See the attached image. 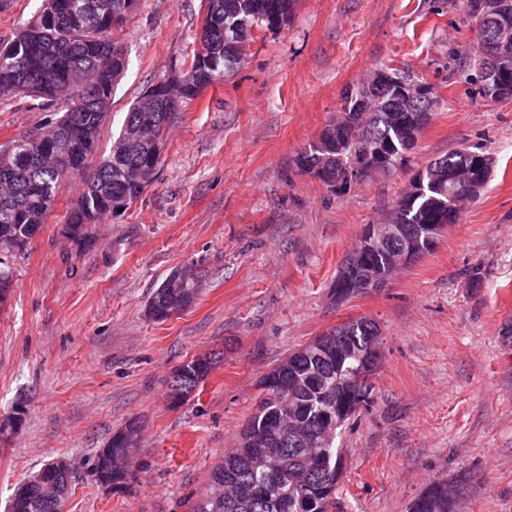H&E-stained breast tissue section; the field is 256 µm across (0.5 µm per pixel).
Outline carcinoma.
I'll return each instance as SVG.
<instances>
[{"mask_svg":"<svg viewBox=\"0 0 512 512\" xmlns=\"http://www.w3.org/2000/svg\"><path fill=\"white\" fill-rule=\"evenodd\" d=\"M47 6L35 18L37 29L24 25L7 44H0V103L30 99L37 107L57 113L36 147L26 134L0 149V251L26 245L28 227L43 224L67 184L53 165V155L63 152L71 166L89 169L84 188L72 207L65 230L75 231L84 242L93 239L92 227L108 215L118 213L116 203L130 205L151 184L140 176L160 163L155 144L165 145L167 132L161 119L173 122L183 104L197 98L206 88L236 69L241 63V44L252 29L261 25L275 29L293 13L297 0H205L206 16L200 33L201 47L192 56L181 77L176 99L153 96L145 91L129 107L117 138L107 153H99L103 123L112 106V93L126 67L125 47L112 32L127 23L130 13L116 14L122 0H44ZM473 67L481 82L493 87L494 99H512V43L501 52L488 53L477 46ZM436 95L434 87L400 74L380 69L370 78L347 89L342 116L328 121L315 143L301 152L296 164L300 172L317 178L326 187L342 193L354 182L349 175L352 160L375 146L384 148L376 160L378 171L400 167L405 154L415 146L429 124ZM485 165L480 167L477 161ZM492 158L468 148L453 149L417 172L410 188L400 195L390 223L413 234L435 235L438 229L459 220L458 204L463 197L453 190L452 180L469 176L490 178ZM407 240L396 237L383 253L360 257L361 266L378 281L390 278ZM202 275L194 266L177 268L153 292L146 308L155 321L168 319L166 311L184 310L197 299ZM344 337V355H317V349L294 351L276 364L262 379L263 396L257 412L241 434L239 447L224 456L212 472L213 486L226 481L240 484L233 501L209 496L193 512H299L297 486L321 489L316 504L307 512H330L336 494L322 491L336 476L338 452L333 444L310 448L285 436L286 443L271 447L266 435L274 426L293 422L318 432L323 413L336 401L370 403L371 382L377 365L372 348L380 343L379 325L360 317L349 320L325 335ZM213 359L196 357L178 367L171 376L170 397L175 403L187 400L212 370ZM291 383L286 398L269 394L270 385ZM336 427L335 423L328 424ZM138 428L131 423L115 433L107 444L118 459L132 445ZM45 469L27 481L31 494L13 501L11 512H60L71 489L70 479L56 478L57 494L43 499L29 511L25 504L37 497ZM448 497V481L434 480L411 503L409 512H456V508L433 509L431 500Z\"/></svg>","mask_w":512,"mask_h":512,"instance_id":"1","label":"carcinoma"}]
</instances>
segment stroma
<instances>
[{"instance_id": "stroma-1", "label": "stroma", "mask_w": 512, "mask_h": 512, "mask_svg": "<svg viewBox=\"0 0 512 512\" xmlns=\"http://www.w3.org/2000/svg\"><path fill=\"white\" fill-rule=\"evenodd\" d=\"M204 16V0H137L101 149L147 87L184 70ZM476 28L464 0H298L281 28H253L241 65L177 114L152 184L83 246L64 236L83 189L82 176L69 180L26 249L0 255L13 273L0 416L26 405L21 427L0 434V512L57 457L72 465L63 512H192L237 448L262 377L358 317L379 325L382 358L372 404L336 435L340 512H408L430 481L461 476L457 512H512V99L482 95ZM389 67L437 95L404 167L342 194L301 173L298 154L349 86ZM48 118L26 100L0 105V145ZM461 145L495 168L458 223L384 287L336 301L364 226L385 222L414 174ZM189 264L203 277L196 302L149 319L154 288ZM205 354L209 376L172 403V371ZM132 421L129 482L107 489L92 464Z\"/></svg>"}]
</instances>
